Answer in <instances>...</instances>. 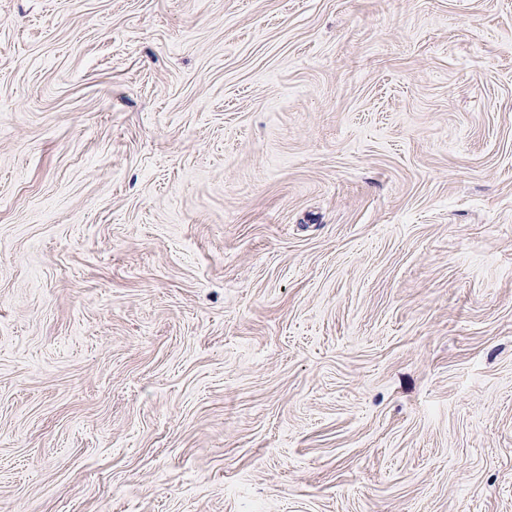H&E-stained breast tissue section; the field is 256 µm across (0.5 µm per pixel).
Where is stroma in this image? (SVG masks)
I'll use <instances>...</instances> for the list:
<instances>
[{"label":"stroma","mask_w":512,"mask_h":512,"mask_svg":"<svg viewBox=\"0 0 512 512\" xmlns=\"http://www.w3.org/2000/svg\"><path fill=\"white\" fill-rule=\"evenodd\" d=\"M0 512H512V0H0Z\"/></svg>","instance_id":"stroma-1"}]
</instances>
